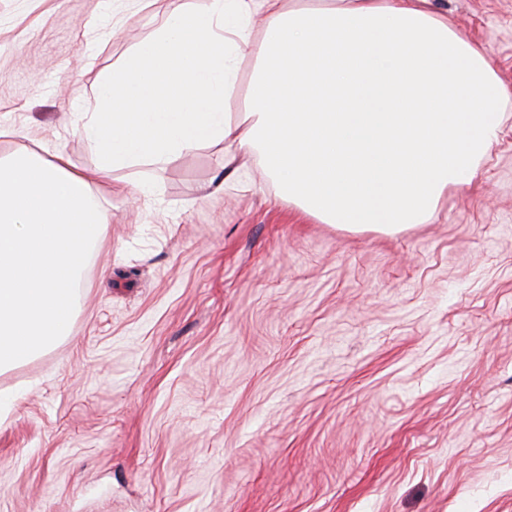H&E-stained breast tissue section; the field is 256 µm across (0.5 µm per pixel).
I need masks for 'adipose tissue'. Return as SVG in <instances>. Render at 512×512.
<instances>
[{"label":"adipose tissue","instance_id":"adipose-tissue-1","mask_svg":"<svg viewBox=\"0 0 512 512\" xmlns=\"http://www.w3.org/2000/svg\"><path fill=\"white\" fill-rule=\"evenodd\" d=\"M166 16L111 72L84 74L74 129L88 174L63 153L0 158V371L68 339L76 290L108 216L90 191L112 170L205 143L224 164L257 155L280 196L326 224L396 232L469 184L496 142L505 89L480 47L431 0H139ZM260 37H253L255 21ZM248 110L224 105L239 58ZM255 60L250 55L241 56L238 70V88L233 99L225 105L226 112L242 113L247 105L248 87L255 69Z\"/></svg>","mask_w":512,"mask_h":512}]
</instances>
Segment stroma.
<instances>
[{"instance_id":"stroma-1","label":"stroma","mask_w":512,"mask_h":512,"mask_svg":"<svg viewBox=\"0 0 512 512\" xmlns=\"http://www.w3.org/2000/svg\"><path fill=\"white\" fill-rule=\"evenodd\" d=\"M432 7L507 90L473 182L352 232L220 144L113 171L72 337L0 373V512H512V0ZM163 20L0 0V158L93 171L84 71Z\"/></svg>"}]
</instances>
